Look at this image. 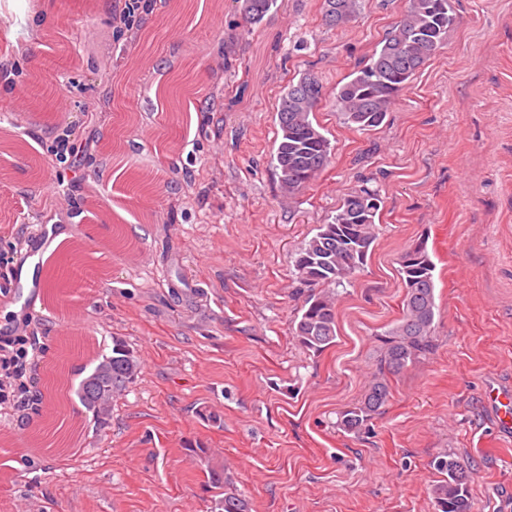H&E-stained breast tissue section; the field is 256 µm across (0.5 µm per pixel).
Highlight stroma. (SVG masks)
Returning a JSON list of instances; mask_svg holds the SVG:
<instances>
[{"label": "stroma", "instance_id": "stroma-1", "mask_svg": "<svg viewBox=\"0 0 512 512\" xmlns=\"http://www.w3.org/2000/svg\"><path fill=\"white\" fill-rule=\"evenodd\" d=\"M448 38L371 131L349 128L337 84L384 38L405 0H366L347 26L326 25L320 0L280 10L224 57L240 24L223 0L221 27L200 37L211 11L157 8L120 22L114 0H0L20 13L25 46L0 57V128L24 136L0 148V248L27 225L84 239L105 280L68 289L100 352L113 337L137 351L141 371L97 431L81 418L73 450L35 453L24 441L33 409L0 420L18 444L0 447V512L34 498L55 512H214L219 471L250 512H436L432 460L455 452L469 471L473 512H512V433L498 429L489 386H512V0H451ZM110 66L121 108L87 119ZM315 74L325 98L315 114L332 162L300 194L281 193L271 165L279 96ZM194 74L208 104L191 126L160 111L155 86ZM71 83L65 116L82 146L75 165L51 152V107L15 111L21 86ZM249 82L241 102L236 86ZM120 142L114 155L103 134ZM185 142L170 155V138ZM108 172L94 177L100 160ZM156 176L157 206L142 222L129 185ZM379 189L377 239L341 289L333 346L314 354L292 335L308 294L294 276L299 248L360 186ZM112 192L113 220L88 211L89 188ZM144 259L107 245L115 231ZM426 240L436 264L435 347L391 377V396L358 433L339 425L377 370L378 334L402 314V253Z\"/></svg>", "mask_w": 512, "mask_h": 512}]
</instances>
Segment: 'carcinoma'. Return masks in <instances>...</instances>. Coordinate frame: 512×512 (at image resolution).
Masks as SVG:
<instances>
[{
  "label": "carcinoma",
  "mask_w": 512,
  "mask_h": 512,
  "mask_svg": "<svg viewBox=\"0 0 512 512\" xmlns=\"http://www.w3.org/2000/svg\"><path fill=\"white\" fill-rule=\"evenodd\" d=\"M364 0H323L322 12L335 28L348 25ZM279 8L278 0H242L240 14L249 25H262ZM456 25L450 0H407V7L381 42L336 87V111L347 126L369 131L381 126L396 99L416 74L444 44ZM324 97L323 85L311 73L288 83L276 106L277 137L271 163L283 193L301 192L331 162L330 142L315 120ZM161 109L184 105V95L171 85L158 93ZM382 198L379 190L362 186L345 196L331 221L300 248L295 259L296 279L309 294L297 311L292 334L299 345L313 353L336 341L337 288L345 287L376 240V217ZM436 264L427 241L412 244L400 258L399 274L404 295L398 322L378 336L379 368L364 396L340 415L339 426L357 433L385 405L390 377L401 373L434 349L436 316ZM141 361L121 336L112 337V352L98 360L76 391L79 402L92 414L99 429L107 427L112 401L137 379ZM442 480L432 487L436 512H473L469 476L464 461L446 452L432 462ZM211 486L217 490L218 512H248L242 494L227 488L224 474L213 472Z\"/></svg>",
  "instance_id": "1"
}]
</instances>
